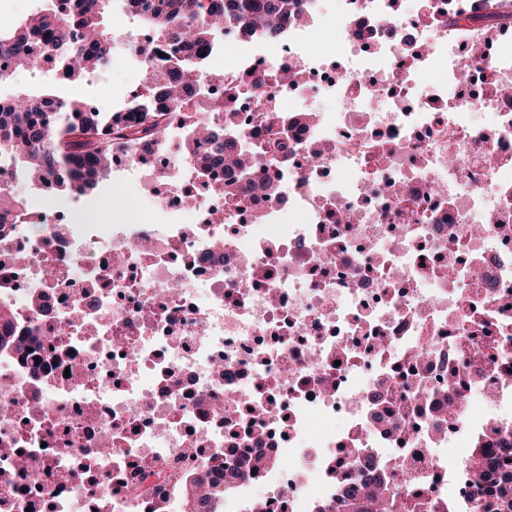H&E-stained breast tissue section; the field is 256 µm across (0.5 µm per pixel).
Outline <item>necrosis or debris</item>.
Here are the masks:
<instances>
[{
	"instance_id": "4bbe7bcc",
	"label": "necrosis or debris",
	"mask_w": 512,
	"mask_h": 512,
	"mask_svg": "<svg viewBox=\"0 0 512 512\" xmlns=\"http://www.w3.org/2000/svg\"><path fill=\"white\" fill-rule=\"evenodd\" d=\"M302 2L305 25L191 77L202 120L234 91L243 146L278 116L276 195L257 169L231 204L223 168L145 139L113 161L156 220L99 234L42 198L0 240L28 349H0V512H180L177 461L220 486L214 456L260 447L285 465L219 512H343L377 473L415 512H497L466 449L512 424V27L457 36L475 0H340L331 62L330 0ZM314 95L335 110L296 122Z\"/></svg>"
}]
</instances>
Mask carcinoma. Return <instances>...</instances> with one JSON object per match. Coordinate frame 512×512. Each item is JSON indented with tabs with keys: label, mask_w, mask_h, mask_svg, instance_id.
<instances>
[{
	"label": "carcinoma",
	"mask_w": 512,
	"mask_h": 512,
	"mask_svg": "<svg viewBox=\"0 0 512 512\" xmlns=\"http://www.w3.org/2000/svg\"><path fill=\"white\" fill-rule=\"evenodd\" d=\"M72 12L58 9L56 0H50L44 10L24 20L0 18V60L16 67H35L46 61L58 65L71 82L86 79L90 74L108 66L115 44L125 39L104 25L105 15L115 0H74ZM300 0H167L164 6L151 7L148 0H124V5L136 19L137 26L153 30L160 38L172 43L173 51L157 61L166 86L163 96L166 104L154 111L152 100L134 99L125 104L138 112L147 127L142 130L121 125L118 112H102L79 99L67 98L46 88L37 92L20 93L9 99L0 98V159L7 160L21 170L33 188L47 190L57 197H93L111 174L113 154L129 149L139 132L150 134L155 140L168 137V128L161 117L163 110L180 111L187 105L188 88L183 81L191 71L205 69L207 58L198 54L183 58L178 47L195 45L213 49L224 34V23L232 25L242 35L253 36L260 31L269 42L279 41ZM485 5L465 17L461 32L471 26L488 30L504 23H512V13ZM196 135L215 142L212 154L194 159L198 174H205L214 162H225L231 169L252 165L236 161L234 149L237 140H224V127L210 123L192 124ZM288 140L275 131L265 141L260 153L275 158L288 154ZM0 235L6 234L5 225L20 224L31 206L32 196L15 194L8 185H0ZM493 433L502 448L491 453L479 440L469 449V465L480 477L490 480L489 492L498 501V512H512V470L507 460L512 459V432L499 428ZM202 479L200 467L187 464L180 480L184 483L182 512H197L203 506L216 507L224 498V490L211 491L207 500L197 499L192 491ZM408 499H398L381 490L373 499H360L354 494L344 501L345 512H412Z\"/></svg>",
	"instance_id": "carcinoma-1"
}]
</instances>
